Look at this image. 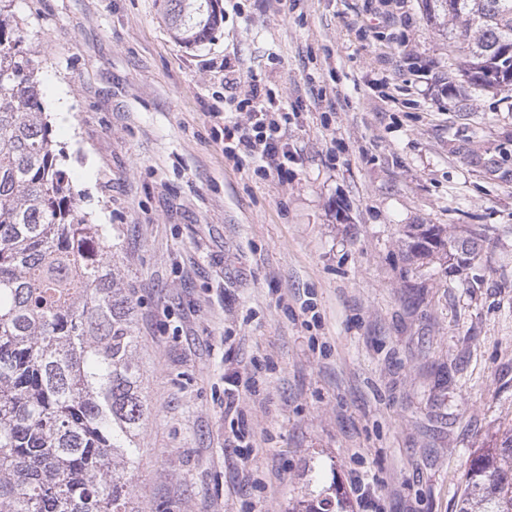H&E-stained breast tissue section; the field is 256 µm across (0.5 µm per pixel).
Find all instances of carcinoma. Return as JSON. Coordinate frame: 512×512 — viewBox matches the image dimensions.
I'll return each instance as SVG.
<instances>
[{"label": "carcinoma", "mask_w": 512, "mask_h": 512, "mask_svg": "<svg viewBox=\"0 0 512 512\" xmlns=\"http://www.w3.org/2000/svg\"><path fill=\"white\" fill-rule=\"evenodd\" d=\"M0 0V512H141L132 505L148 413L133 295L108 234L57 167L40 100L42 61ZM175 37L205 40L216 0H164ZM474 87H512V0H425ZM484 231L411 224L409 253L482 260ZM300 512H336L326 495ZM460 512H512V433L470 464Z\"/></svg>", "instance_id": "cac0c4a2"}]
</instances>
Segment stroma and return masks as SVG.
Here are the masks:
<instances>
[{
  "label": "stroma",
  "mask_w": 512,
  "mask_h": 512,
  "mask_svg": "<svg viewBox=\"0 0 512 512\" xmlns=\"http://www.w3.org/2000/svg\"><path fill=\"white\" fill-rule=\"evenodd\" d=\"M15 0L60 167L113 232L149 414L143 512H292L366 472L381 512H456L512 431V91L468 88L425 0ZM293 116L297 176L224 157V64ZM66 111H58L57 99ZM472 225L463 269L405 232ZM215 2V3H214ZM216 0H164L175 37L186 44L205 40L221 24Z\"/></svg>",
  "instance_id": "35a3bbf8"
}]
</instances>
